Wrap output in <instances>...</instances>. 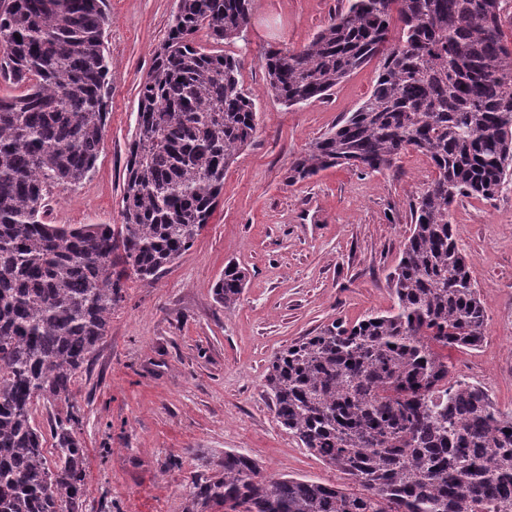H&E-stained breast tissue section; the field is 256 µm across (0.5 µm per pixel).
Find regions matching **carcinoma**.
Wrapping results in <instances>:
<instances>
[{"instance_id": "1", "label": "carcinoma", "mask_w": 512, "mask_h": 512, "mask_svg": "<svg viewBox=\"0 0 512 512\" xmlns=\"http://www.w3.org/2000/svg\"><path fill=\"white\" fill-rule=\"evenodd\" d=\"M297 49H269V88L286 107L320 98L380 59L357 110L295 159L294 181L335 167L389 169L428 156L435 177L411 208L390 281L395 307L334 321L276 354L264 387L276 421L357 490L274 477L232 451L190 473L182 512H512V410L450 374L448 347H478L486 313L450 208L512 180V41L502 0H349ZM250 0H179L137 93L123 223L55 224L49 193L95 168L107 119L105 0L0 3V512H82L86 449L76 410L49 422L37 401L69 402L107 336L130 275L152 282L189 250L224 191V171L257 128L234 57ZM206 30L216 49L196 43ZM235 262L215 301L235 308Z\"/></svg>"}]
</instances>
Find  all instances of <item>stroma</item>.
Wrapping results in <instances>:
<instances>
[{"mask_svg": "<svg viewBox=\"0 0 512 512\" xmlns=\"http://www.w3.org/2000/svg\"><path fill=\"white\" fill-rule=\"evenodd\" d=\"M347 0H251L243 36L225 41L259 125L224 176L209 223L154 282L130 277L107 336L58 413L79 411L87 450L83 512H182L199 456L243 453L265 472L326 484L342 474L276 421L263 387L271 357L332 321L351 324L394 305L389 274L409 234L410 206L435 175L421 152L403 151L380 172L334 167L289 183L285 172L369 95L377 62L329 93L285 107L268 90L263 54L296 48ZM177 0H107L108 120L92 173L50 197L58 224H118L137 92L165 42ZM457 242L486 309L481 345L452 349L453 375L484 385L512 409V183L495 197L459 198ZM249 272L240 303H216L227 261Z\"/></svg>", "mask_w": 512, "mask_h": 512, "instance_id": "35a3bbf8", "label": "stroma"}]
</instances>
